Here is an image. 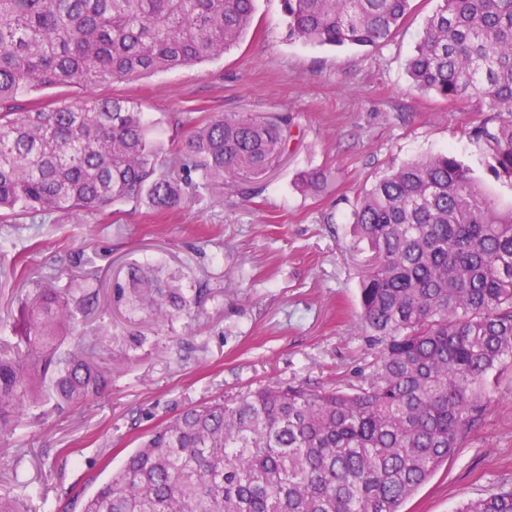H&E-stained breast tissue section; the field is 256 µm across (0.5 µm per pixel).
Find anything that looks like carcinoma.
<instances>
[{
  "mask_svg": "<svg viewBox=\"0 0 512 512\" xmlns=\"http://www.w3.org/2000/svg\"><path fill=\"white\" fill-rule=\"evenodd\" d=\"M290 36L376 46L410 0H282ZM255 0H0V108L58 86L90 90L220 57L247 33ZM414 87L476 99L496 116L470 137L512 183V0H441L407 66ZM290 118L217 114L161 159L155 124L126 101L0 111V213L43 224L145 197L158 210L184 187L224 190V175L262 174L286 150ZM317 192L327 176L301 172ZM372 252L359 319L382 342L363 384L277 382L183 409L155 427L80 512H400L481 424L490 376L512 358V208L482 192L448 151L376 180L353 213ZM146 263L129 305L191 300ZM94 293L39 285L17 324L0 326V447L105 387L96 345L64 331ZM15 475L0 512H27ZM455 512H512V489Z\"/></svg>",
  "mask_w": 512,
  "mask_h": 512,
  "instance_id": "obj_1",
  "label": "carcinoma"
}]
</instances>
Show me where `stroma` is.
I'll return each mask as SVG.
<instances>
[{"instance_id": "35a3bbf8", "label": "stroma", "mask_w": 512, "mask_h": 512, "mask_svg": "<svg viewBox=\"0 0 512 512\" xmlns=\"http://www.w3.org/2000/svg\"><path fill=\"white\" fill-rule=\"evenodd\" d=\"M439 0H410L387 42L314 46L288 36L281 0H256L248 34L212 61L91 93L54 87L20 97L26 109L122 98L183 130L215 113H288V148L244 202L201 189L178 206L120 204L108 211L52 215L39 229L0 224V324L16 321L20 295L51 279L74 296L96 292L76 330L98 346L108 386L77 411L52 414L0 449V489L13 470L47 495L55 512L86 498L184 407L268 382L361 384L377 349L359 321L369 250L356 243L352 213L372 183L404 163L449 150L477 163L465 132L486 106L446 101L414 88L407 62ZM322 169L316 195L294 185ZM157 257L183 286L201 289L189 311L160 317L116 302L114 283ZM139 332V345L126 334ZM496 382L481 426L401 507L453 512L461 501L512 487V360Z\"/></svg>"}]
</instances>
